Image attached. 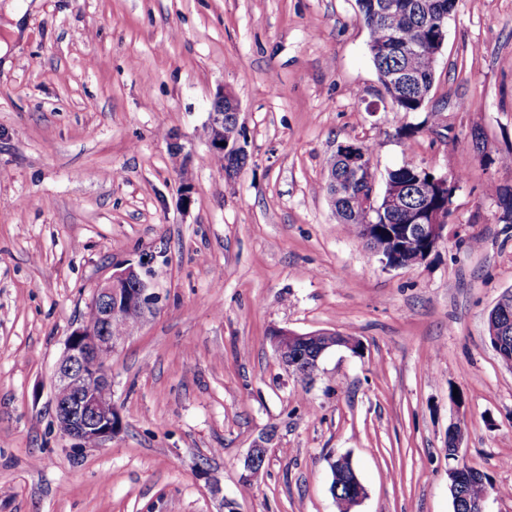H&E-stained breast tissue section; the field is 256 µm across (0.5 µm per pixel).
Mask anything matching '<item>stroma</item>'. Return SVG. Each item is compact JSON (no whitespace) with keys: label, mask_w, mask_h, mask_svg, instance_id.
<instances>
[{"label":"stroma","mask_w":512,"mask_h":512,"mask_svg":"<svg viewBox=\"0 0 512 512\" xmlns=\"http://www.w3.org/2000/svg\"><path fill=\"white\" fill-rule=\"evenodd\" d=\"M0 0V512H339L328 461L350 455L351 512H453L448 429L512 512V369L487 317L512 289V0H459L427 109L394 112L356 0ZM248 164L210 163L219 90ZM422 125L412 138L403 123ZM448 131L446 141L435 129ZM185 147L178 167L170 142ZM367 145L379 177L460 176L448 237L384 267L338 224L325 160ZM192 184L183 205V184ZM145 262L160 302L112 355L123 428L62 437L52 375L93 290ZM337 331L308 379L272 328ZM258 477L239 479L262 434ZM221 494H214V487Z\"/></svg>","instance_id":"35a3bbf8"}]
</instances>
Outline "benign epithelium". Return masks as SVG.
I'll list each match as a JSON object with an SVG mask.
<instances>
[{"label":"benign epithelium","instance_id":"7a95c632","mask_svg":"<svg viewBox=\"0 0 512 512\" xmlns=\"http://www.w3.org/2000/svg\"><path fill=\"white\" fill-rule=\"evenodd\" d=\"M226 112L238 116L240 107L231 93L222 90L212 103L207 134L211 152L229 158L246 152L247 142L240 134L233 139L224 136ZM336 151L357 177L366 166L373 164L371 153L361 144L340 143ZM426 173L431 179L419 181L417 194L427 197L437 193L438 205L416 214L415 223L399 227L401 240L416 238L421 246L416 250L402 246L397 251L380 255L379 261L388 268L420 264L445 240L444 231L452 216L458 180L449 175H438L429 169ZM406 199L405 192L395 187L380 197L370 194L367 205L379 213L400 211L405 208ZM158 301V294L150 288L141 271L132 265L116 269L95 288L91 300L92 320L73 330L55 366L52 402L54 417L63 436L80 446L92 437L101 446L118 433L121 420L110 395L112 371L108 361L112 359V352L123 334L112 332V323L125 315L126 310L135 307L148 314L156 309ZM325 336L329 349L338 346L355 351L359 348L358 340L351 336L334 332H327ZM315 337V333L301 334L278 328L271 332L270 342L281 363L295 375L301 376L305 370L318 368L323 353L315 357H300L293 354V348ZM270 440L271 435L267 433L250 448L240 475L242 481L249 482L259 473Z\"/></svg>","mask_w":512,"mask_h":512}]
</instances>
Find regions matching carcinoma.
<instances>
[{
  "label": "carcinoma",
  "instance_id": "cac0c4a2",
  "mask_svg": "<svg viewBox=\"0 0 512 512\" xmlns=\"http://www.w3.org/2000/svg\"><path fill=\"white\" fill-rule=\"evenodd\" d=\"M360 17L369 29L370 41L378 48L371 55L377 71L396 73L401 82H382L395 111L406 114L421 112L430 100L434 84V66L428 54L405 53L401 50H386L393 38L402 43L418 42L430 47L438 39L435 20L443 15L453 14L459 0H391L394 6L383 9V0H356ZM213 160L222 165L226 178L231 180L244 168L247 156L236 157L224 164L221 156ZM327 179L325 191L328 196H336L334 202L338 223L344 225L353 235L359 234V225L373 224L376 215L364 207L363 196L370 191V185L376 183L375 167L366 168L359 180H353L348 165L332 154L326 160ZM423 175V166L408 163L397 167L386 175L385 187L404 186L410 188L417 178ZM332 474L331 485L340 486L334 499L339 512H349L353 501L345 497L346 485L358 477L350 457L339 456L328 461ZM489 479L481 470L468 466L461 488L451 491L453 512H483L484 502L489 492Z\"/></svg>",
  "mask_w": 512,
  "mask_h": 512
}]
</instances>
